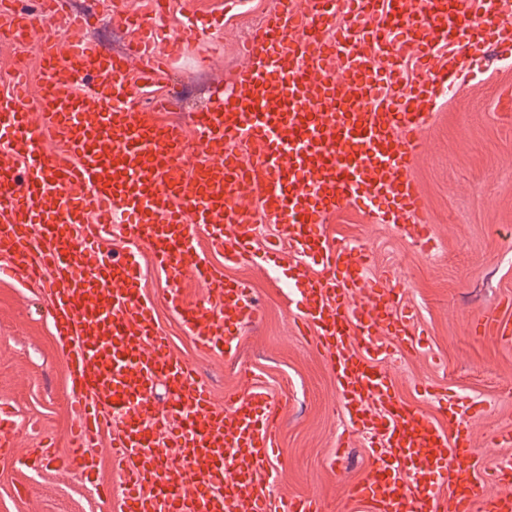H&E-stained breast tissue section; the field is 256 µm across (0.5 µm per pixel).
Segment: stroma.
I'll use <instances>...</instances> for the list:
<instances>
[{"label": "stroma", "mask_w": 512, "mask_h": 512, "mask_svg": "<svg viewBox=\"0 0 512 512\" xmlns=\"http://www.w3.org/2000/svg\"><path fill=\"white\" fill-rule=\"evenodd\" d=\"M277 0H244L181 43L168 81L183 112L201 108L216 79L232 82L244 64L242 46L252 23ZM512 90V62L489 57L483 73L439 100L413 175L424 195L433 242L422 250L398 224H380L349 210L323 231L371 257L369 278L396 289L398 312L409 314L416 334L407 354L396 337L383 335L386 369L398 395L445 420L458 402L485 409L470 427L483 467L512 457L511 447L491 445L512 431V342L480 334L479 319L512 298V117L500 112L501 95ZM136 259L141 287L154 306L173 353L191 362L216 400L242 391L239 375L251 371L285 410L276 426L280 451L270 466L276 495L314 494L329 507L342 506L347 486L371 465L366 440L349 435L350 421L336 379L297 327V311L272 283L267 269L243 262L210 260L226 277L248 280L263 309L261 320L239 331V351L224 358L198 352L170 310V282L153 266L147 246ZM0 405L13 412L20 456L51 443L55 456L35 467L0 460V512H119L117 477L106 453L99 473L60 470L72 412L66 367L44 296L20 280L0 275ZM349 445L331 453L340 438Z\"/></svg>", "instance_id": "1"}]
</instances>
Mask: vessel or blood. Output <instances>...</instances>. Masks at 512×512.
Here are the masks:
<instances>
[{"label": "vessel or blood", "instance_id": "vessel-or-blood-1", "mask_svg": "<svg viewBox=\"0 0 512 512\" xmlns=\"http://www.w3.org/2000/svg\"><path fill=\"white\" fill-rule=\"evenodd\" d=\"M64 2L42 0L33 17L0 0V28L41 41L37 95L20 72L0 91V259L29 284L52 280L76 416L64 467L95 473L94 450L106 447L125 512H327L312 494L274 495L279 406L246 371V393L214 402L171 352L135 262L107 248L117 236L146 243L185 334L234 357L235 328L259 308L194 241L205 232L228 265L265 262L238 203L246 196L289 244L288 270L273 280L288 286L303 334L369 440L373 462L347 501L357 512H512L511 493H480L487 478L512 483V459L482 470L466 426L400 400L376 363L378 334L413 348L408 319L395 311L394 289L373 287L364 255L323 232L336 213L362 209L428 241L416 159L438 99L468 73L462 57L512 47V0H280L248 39L232 88L216 87L210 106L190 112V140L159 118L174 98L133 100L134 86L168 76L154 43L170 0L127 16L133 37L117 53L89 36L93 14H71ZM62 20L72 31L65 43L55 36ZM189 273L213 285L219 311L181 301ZM160 378L171 393L161 412L151 395Z\"/></svg>", "mask_w": 512, "mask_h": 512}]
</instances>
